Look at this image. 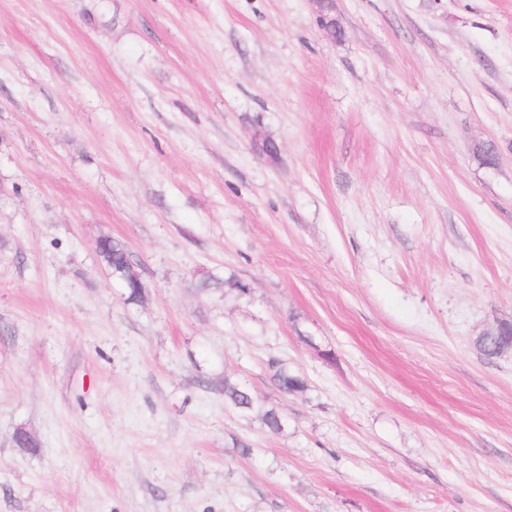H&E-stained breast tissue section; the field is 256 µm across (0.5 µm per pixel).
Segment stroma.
I'll return each mask as SVG.
<instances>
[{"label":"stroma","instance_id":"stroma-1","mask_svg":"<svg viewBox=\"0 0 512 512\" xmlns=\"http://www.w3.org/2000/svg\"><path fill=\"white\" fill-rule=\"evenodd\" d=\"M500 320L512 0H0V512H512ZM97 250L112 275L127 290V299L137 301L141 298L142 288H140V283L142 281L129 261L125 245L119 241L106 238L99 241ZM272 368V378L279 389L288 394L302 393L307 389V385L302 377L293 373L288 364L279 360H273L270 363Z\"/></svg>","mask_w":512,"mask_h":512}]
</instances>
